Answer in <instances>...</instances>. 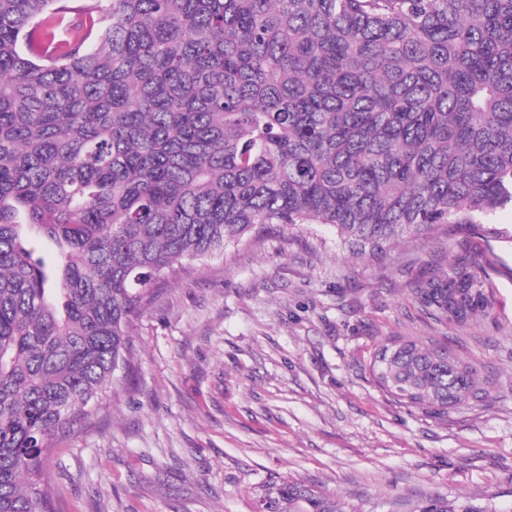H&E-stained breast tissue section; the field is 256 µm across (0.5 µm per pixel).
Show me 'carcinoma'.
Masks as SVG:
<instances>
[{"label":"carcinoma","instance_id":"obj_1","mask_svg":"<svg viewBox=\"0 0 512 512\" xmlns=\"http://www.w3.org/2000/svg\"><path fill=\"white\" fill-rule=\"evenodd\" d=\"M506 207L512 0H0V512H58L53 441L95 424L183 259L325 224L382 261ZM411 291L440 323L493 307L466 258ZM383 351L370 373L401 403L475 395L446 345ZM254 498L342 512L287 480Z\"/></svg>","mask_w":512,"mask_h":512}]
</instances>
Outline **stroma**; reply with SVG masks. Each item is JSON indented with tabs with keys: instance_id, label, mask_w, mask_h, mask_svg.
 Returning <instances> with one entry per match:
<instances>
[{
	"instance_id": "35a3bbf8",
	"label": "stroma",
	"mask_w": 512,
	"mask_h": 512,
	"mask_svg": "<svg viewBox=\"0 0 512 512\" xmlns=\"http://www.w3.org/2000/svg\"><path fill=\"white\" fill-rule=\"evenodd\" d=\"M489 227L442 226L382 263L320 224L185 260L136 322L117 397L54 444L64 512H255L253 487L283 478L346 512H512V245ZM462 255L488 266L494 305L443 324L411 287ZM395 337L448 345L489 396L445 414L395 401L369 374Z\"/></svg>"
}]
</instances>
